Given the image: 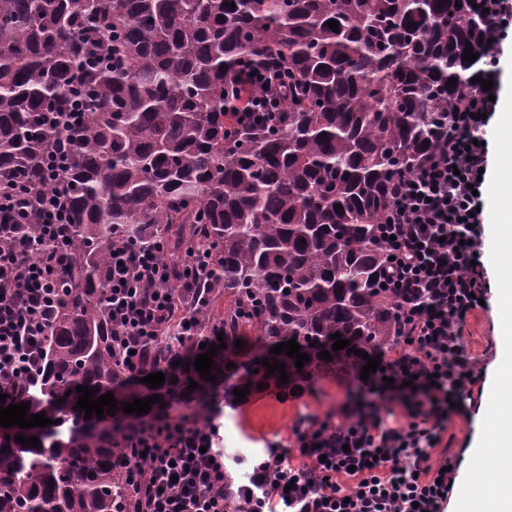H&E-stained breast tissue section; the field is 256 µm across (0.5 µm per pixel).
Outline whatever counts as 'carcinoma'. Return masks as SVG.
<instances>
[{
    "label": "carcinoma",
    "mask_w": 512,
    "mask_h": 512,
    "mask_svg": "<svg viewBox=\"0 0 512 512\" xmlns=\"http://www.w3.org/2000/svg\"><path fill=\"white\" fill-rule=\"evenodd\" d=\"M481 11V0H0V182L51 189L44 167L65 139L70 216L43 379L20 398L26 417L59 424L0 431V512H131L145 459L116 444L145 423L123 412L135 398L159 395L151 410L206 427L217 393L234 408L236 389L289 395L361 371L367 361L333 350L336 332L371 357L398 346L377 228L491 53ZM270 59L288 91L274 115L243 122L232 92L245 63ZM74 97L80 123L46 121ZM169 236L193 242L208 269L194 291L203 335L152 342L142 376L165 383L151 388L112 342L106 263L114 247ZM215 326L226 348L211 382L184 365ZM292 338L310 355L300 370L270 352ZM263 357L285 363L289 381ZM78 385L114 393L115 415L84 419ZM246 508L229 467L224 509Z\"/></svg>",
    "instance_id": "cac0c4a2"
}]
</instances>
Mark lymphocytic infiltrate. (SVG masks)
<instances>
[{
	"label": "lymphocytic infiltrate",
	"mask_w": 512,
	"mask_h": 512,
	"mask_svg": "<svg viewBox=\"0 0 512 512\" xmlns=\"http://www.w3.org/2000/svg\"><path fill=\"white\" fill-rule=\"evenodd\" d=\"M499 58L480 73L491 90L474 87L457 101L429 160L396 189L379 226L389 261L382 281L399 301L401 343L383 370L360 385L346 419L313 418L291 429L299 464L270 449L244 488L246 512H445L456 460L447 450L452 404L472 398L477 358L464 341L469 317L484 295L479 208L488 147L480 139L500 88ZM67 188L49 193L40 183L0 184V394L17 403L43 375L44 345L60 305L54 284L57 252L69 222ZM37 234H29L30 224ZM39 249L41 261L30 259ZM169 242L152 249L112 252L109 312L128 374L141 371L142 344L169 328L181 336L200 331L188 306H177L165 287L180 276L194 288L201 271L191 245L172 268L160 259ZM393 385H385V378ZM405 408L390 418L392 403ZM219 426L177 420L149 421L127 445L145 452L136 476L138 512H225L224 451Z\"/></svg>",
	"instance_id": "lymphocytic-infiltrate-1"
}]
</instances>
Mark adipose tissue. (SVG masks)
<instances>
[{"label": "adipose tissue", "mask_w": 512, "mask_h": 512, "mask_svg": "<svg viewBox=\"0 0 512 512\" xmlns=\"http://www.w3.org/2000/svg\"><path fill=\"white\" fill-rule=\"evenodd\" d=\"M491 400L495 414L488 450L474 460L481 494L461 512H512V364L499 367Z\"/></svg>", "instance_id": "ef3b65f1"}]
</instances>
